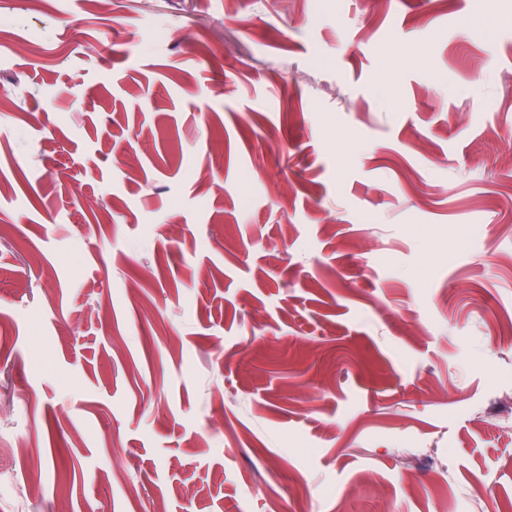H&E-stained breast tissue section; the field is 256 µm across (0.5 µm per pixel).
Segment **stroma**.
Segmentation results:
<instances>
[{
	"label": "stroma",
	"mask_w": 512,
	"mask_h": 512,
	"mask_svg": "<svg viewBox=\"0 0 512 512\" xmlns=\"http://www.w3.org/2000/svg\"><path fill=\"white\" fill-rule=\"evenodd\" d=\"M512 512V0H0V502Z\"/></svg>",
	"instance_id": "obj_1"
}]
</instances>
